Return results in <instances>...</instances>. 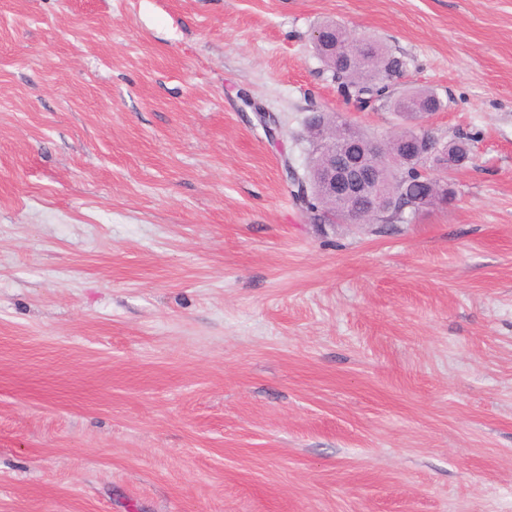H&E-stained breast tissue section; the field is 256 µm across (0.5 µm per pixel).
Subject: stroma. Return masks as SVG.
Returning <instances> with one entry per match:
<instances>
[{
    "instance_id": "obj_1",
    "label": "stroma",
    "mask_w": 512,
    "mask_h": 512,
    "mask_svg": "<svg viewBox=\"0 0 512 512\" xmlns=\"http://www.w3.org/2000/svg\"><path fill=\"white\" fill-rule=\"evenodd\" d=\"M327 20L479 136L415 223L292 198L405 127ZM0 512H512V0H0ZM330 44H336V59L333 61L332 77L336 80L343 94L355 100H375L380 105L389 104L395 112H401L406 104L414 102L417 98L422 103L436 102L437 96L427 89H418L394 96L391 90V80L397 76L405 65L400 56L392 54L386 46L378 41L365 39L356 43L343 27L333 23L325 24ZM356 50L365 57L361 65L344 67L341 64V55L346 51ZM358 53H348L357 64L362 62ZM302 178L297 182V191L294 197L307 212L313 215V219L327 220V213H330L337 220H344L346 207L337 201L333 203L330 197L321 190L313 191L311 187L305 193L301 188Z\"/></svg>"
}]
</instances>
